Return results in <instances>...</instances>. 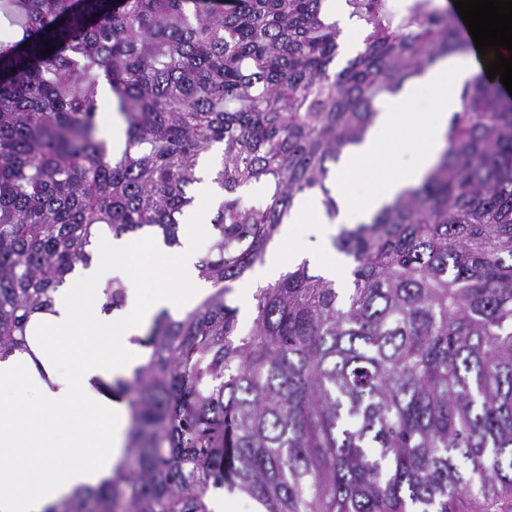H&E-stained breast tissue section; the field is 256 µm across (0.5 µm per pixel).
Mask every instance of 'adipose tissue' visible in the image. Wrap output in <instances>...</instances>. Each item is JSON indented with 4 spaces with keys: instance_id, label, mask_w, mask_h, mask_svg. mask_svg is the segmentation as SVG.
Returning <instances> with one entry per match:
<instances>
[{
    "instance_id": "adipose-tissue-1",
    "label": "adipose tissue",
    "mask_w": 512,
    "mask_h": 512,
    "mask_svg": "<svg viewBox=\"0 0 512 512\" xmlns=\"http://www.w3.org/2000/svg\"><path fill=\"white\" fill-rule=\"evenodd\" d=\"M478 69L471 55L440 59L386 102L365 142L342 159L334 222H327L320 198L299 197L279 245L239 288L242 308H249L258 287L301 263L328 277L339 273L335 254L312 253L300 244L303 218L315 215L319 235L327 236L337 225L363 223L418 186L437 163L448 120ZM426 94L435 98V111H415ZM417 125L424 131L423 147L404 160L389 159V147ZM359 182L366 185L360 194L354 191ZM208 220L204 213L198 223L185 225L174 248L149 237H117L97 225L90 265L67 275L52 294L51 311L31 315L26 350L0 353V512H46L112 475L125 454L131 419L127 405L102 387L131 377L145 362V351L131 339L156 312L183 315L213 292L198 268ZM116 279L126 302L108 312L106 291Z\"/></svg>"
}]
</instances>
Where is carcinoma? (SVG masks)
<instances>
[{"instance_id":"cac0c4a2","label":"carcinoma","mask_w":512,"mask_h":512,"mask_svg":"<svg viewBox=\"0 0 512 512\" xmlns=\"http://www.w3.org/2000/svg\"><path fill=\"white\" fill-rule=\"evenodd\" d=\"M0 36V352L90 259L93 228L178 244L200 159L224 202L200 275L217 291L158 313L146 362L113 389L127 457L96 492L46 512H213L210 483L261 512H512V98L478 76L422 183L333 245L353 288L305 264L259 289L247 335L226 304L297 196L360 144L377 103L448 55L433 0H346L364 50L337 71L324 0H5ZM53 46L52 54L41 51ZM105 77L125 118L98 138ZM261 184L260 205L242 203Z\"/></svg>"}]
</instances>
